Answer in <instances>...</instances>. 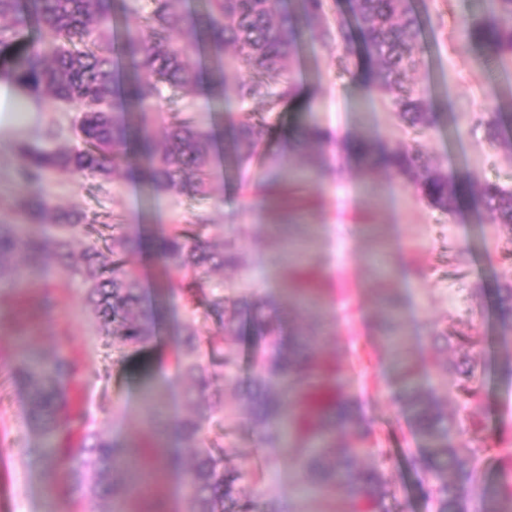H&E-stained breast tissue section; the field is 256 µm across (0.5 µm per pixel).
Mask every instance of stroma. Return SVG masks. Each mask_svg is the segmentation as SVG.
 Masks as SVG:
<instances>
[{
	"mask_svg": "<svg viewBox=\"0 0 512 512\" xmlns=\"http://www.w3.org/2000/svg\"><path fill=\"white\" fill-rule=\"evenodd\" d=\"M476 6L477 0H413L414 11L435 22L423 34L422 63L408 77L411 86L432 92L437 115L425 127L402 123L388 99L362 95L357 75L364 68L363 55L309 37L294 78L300 102L310 106L306 117L325 132V142L295 139L304 116L284 112L251 165L240 169L225 147V115L209 109L202 91L169 103L173 109L192 104L219 142L213 185L223 202L210 212V237L216 243L236 239L245 266L216 275V282L230 301H265V314L283 331L322 327L338 336V343L320 346L319 360L327 370H341L346 394L372 429L371 453L362 463L384 464L389 512H428L418 478L403 464L408 452L427 442L396 398L391 357L379 338L385 293L400 300L398 331L419 372L426 375L433 363L445 361L475 366L479 400L463 399L453 373L447 386L427 376L424 385L449 419H466L469 428L458 435L460 444L480 440L483 487L494 482L500 450L512 443V376L504 371L512 360V324L498 310L500 288L512 287V228L498 223L478 200L483 183L512 187V131L495 140L487 133L496 113H512V62L490 81L475 63L472 47L451 40L455 20ZM365 131L385 148L418 152L430 168L465 184V192L448 210L430 206L411 179L347 153L343 137ZM41 188L60 206L85 213L89 240L109 238L118 223L140 225L142 245L129 262L141 271L143 302L159 310L161 324L156 342L124 357L84 311L80 284L56 266L21 265L17 285H0V512L76 508L68 466L45 459L39 429L26 414L25 388L13 376L18 360L60 349L75 363L72 403L86 415L72 443H79L89 428L137 448L142 456H149L157 442L179 458L149 476L151 497L131 493L121 512H153L157 500L166 512L188 508L181 463L190 452L175 434L155 440L144 411L143 368L159 360L167 372V418L175 421L192 412L207 417L206 441L224 452L226 466L247 472L244 495L262 505L294 503L304 512H324L342 502L346 494L339 487L317 498L301 497L294 453L265 447L259 428L250 423L255 340L246 319L236 323V377L225 379L223 357L215 355L206 362V403L195 407L182 398L185 383L172 364V352L178 326L189 316L181 300L160 292L149 244L167 225L193 221L197 203L120 177L104 182L59 172ZM27 191L15 149L0 148V224L20 223L15 202ZM47 293L54 306L44 311L38 303ZM340 345L346 349L341 361L336 358Z\"/></svg>",
	"mask_w": 512,
	"mask_h": 512,
	"instance_id": "obj_1",
	"label": "stroma"
}]
</instances>
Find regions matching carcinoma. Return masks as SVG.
<instances>
[{
    "label": "carcinoma",
    "mask_w": 512,
    "mask_h": 512,
    "mask_svg": "<svg viewBox=\"0 0 512 512\" xmlns=\"http://www.w3.org/2000/svg\"><path fill=\"white\" fill-rule=\"evenodd\" d=\"M120 11L135 16V21L118 24ZM455 31L476 47V63L493 71L496 63L512 59V0H485L480 12L457 19ZM306 32L346 51L360 41L369 65L363 93L389 95L394 111L412 128L433 122L435 109L428 93L406 83L422 50V24L410 0H349V17L332 20L328 0H297V8L288 13L280 10L279 0H206L202 11L183 8L182 0H149L143 13L128 0H0V76L10 77L38 102L79 106L70 127L76 144L64 142L61 130L52 125L39 141L17 144L23 178L40 183L52 172L65 171L106 181L119 173L156 193L195 199L200 205L195 221L169 225L154 245L161 290L194 308L213 275L242 266V258L228 244L213 249L207 239L208 208L217 206L210 191L214 132L200 124L191 108L162 117L167 111L164 92L186 93L204 82L208 101L222 103L228 72L253 70L251 80L237 86V95L242 101H260L262 112L241 108L226 117L234 160L247 165L269 135L272 119L287 107L297 108L299 89L290 68ZM272 77L277 78L274 87L268 83ZM160 117L164 132L158 136L155 123ZM352 151L374 167L403 175L420 172L418 189L435 208L448 209L460 192L458 184L426 167L409 149L383 150L363 138ZM480 202L499 223L512 224V188L488 182L481 188ZM17 207L35 231L26 224H0V280L14 276L20 252L32 261L55 262L67 278L80 282L86 310L120 354L137 355L152 344L156 317L143 306L140 274L125 259L139 246L136 226L120 225L103 250L87 243L76 254L73 243L81 235L82 214L58 207L44 192L24 195ZM105 251L111 260H101ZM207 306L218 315L221 329L203 342L190 318L182 325L175 352V366L191 404L207 387L204 348L224 350V378H233L236 369L230 347L240 312L226 314L227 299L214 292ZM397 311L393 303H386L389 332L384 339L401 384V404L428 439L425 451L408 457L410 468L424 477V498L434 512H448L450 506L454 512H512V448L502 449L503 465L492 494L478 493L477 461L485 449L477 443L456 445L455 432L461 426L448 423L424 396L418 371L395 336ZM247 316L260 339L249 420L261 427L272 417L280 420L278 429L262 432V441L272 448L295 450L301 493L317 495L342 485L348 495L382 507L388 490L381 469L358 466L359 458L369 452L368 426L355 422L347 409L349 400L339 397L323 406L311 434L295 440L289 427L296 414L285 408L283 395L270 392L281 383L295 391L319 380L341 386V378H327L315 365L316 337L299 332L285 343L279 326L258 308H249ZM74 372L73 361L62 350L16 366L28 390L26 412L39 423L51 461L57 460L58 435L70 423L60 413L67 406ZM347 430L360 433L355 442L340 436ZM176 431L193 449L182 480L189 512H224L226 502L234 512H257L256 502L239 492L245 472L225 469L224 455L204 446L201 420L185 416ZM68 464L89 512H111L105 504L117 502L126 491L117 475L131 471L135 458L130 449L94 435L83 438Z\"/></svg>",
    "instance_id": "cac0c4a2"
}]
</instances>
